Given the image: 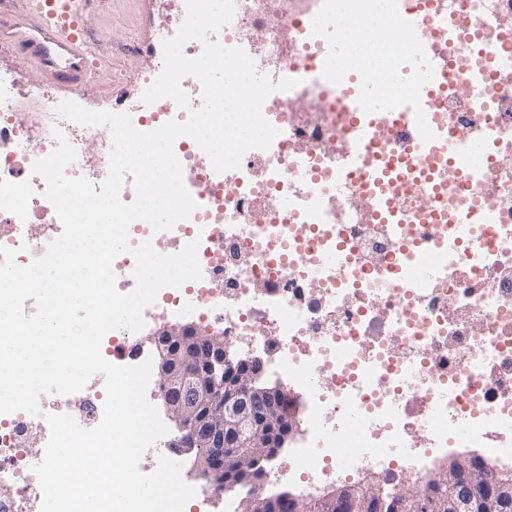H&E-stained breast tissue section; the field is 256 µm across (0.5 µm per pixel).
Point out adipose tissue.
Segmentation results:
<instances>
[{"mask_svg": "<svg viewBox=\"0 0 512 512\" xmlns=\"http://www.w3.org/2000/svg\"><path fill=\"white\" fill-rule=\"evenodd\" d=\"M337 7L348 16L342 33L352 58L362 67V78L367 81L380 78L389 67L388 57L381 50L382 44L392 36L388 17L379 13L360 25L350 19L352 6L349 0H338Z\"/></svg>", "mask_w": 512, "mask_h": 512, "instance_id": "adipose-tissue-1", "label": "adipose tissue"}]
</instances>
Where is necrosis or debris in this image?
Returning a JSON list of instances; mask_svg holds the SVG:
<instances>
[{
    "mask_svg": "<svg viewBox=\"0 0 512 512\" xmlns=\"http://www.w3.org/2000/svg\"><path fill=\"white\" fill-rule=\"evenodd\" d=\"M335 2L234 0L231 21L210 34L260 52L268 77L296 85L266 98L278 134L239 168L216 172L191 137L175 141L196 207L166 231L134 221L129 240L164 255L198 242L203 275L161 289L148 312L167 323L187 311L262 350L312 422L286 454L298 478L381 466L421 479L428 461L471 445L512 470V0H351L356 20L380 8L398 28L387 50L400 80L372 85L386 104L414 87L410 47L438 50L448 64L425 112L393 113L385 137L371 133L368 113L340 109L360 87L351 66L321 54L323 32L345 23ZM407 12L419 14L417 27H401ZM28 103L45 107L44 124L18 121ZM57 107L50 88L21 96L0 74V222L9 226L0 247L21 266L63 232L34 162L63 137L77 152L65 176L98 185L108 174L109 129L60 118ZM120 110L142 132L189 116L168 98ZM423 127L434 133L425 165L409 148ZM480 129L487 141L469 149ZM379 190L403 219L398 234L367 202ZM105 399L100 382L77 400L41 395L35 414H0V512H40L33 468L47 416L92 429Z\"/></svg>",
    "mask_w": 512,
    "mask_h": 512,
    "instance_id": "4bbe7bcc",
    "label": "necrosis or debris"
}]
</instances>
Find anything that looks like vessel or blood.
Returning a JSON list of instances; mask_svg holds the SVG:
<instances>
[{
	"label": "vessel or blood",
	"mask_w": 512,
	"mask_h": 512,
	"mask_svg": "<svg viewBox=\"0 0 512 512\" xmlns=\"http://www.w3.org/2000/svg\"><path fill=\"white\" fill-rule=\"evenodd\" d=\"M21 17L29 33L16 41L19 51L52 68L57 91L71 92L98 69L90 47L86 19L96 0H21ZM410 65L416 91L401 99L402 112L420 111L445 68L430 52L413 53Z\"/></svg>",
	"instance_id": "obj_1"
}]
</instances>
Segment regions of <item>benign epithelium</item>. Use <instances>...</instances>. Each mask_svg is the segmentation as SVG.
<instances>
[{"label": "benign epithelium", "instance_id": "benign-epithelium-1", "mask_svg": "<svg viewBox=\"0 0 512 512\" xmlns=\"http://www.w3.org/2000/svg\"><path fill=\"white\" fill-rule=\"evenodd\" d=\"M159 359L162 402L179 434L169 443L178 455L187 454L207 441L209 451L198 453L195 465L215 489L265 478L262 463L274 458L298 430L295 414L284 416L288 390L280 383L263 380L264 362L258 355L236 357L220 334L188 325H164L149 337ZM240 364L236 377L214 395L206 379L216 368ZM448 479L461 495L452 512H469V500L480 493L493 497L488 485V465L474 451L456 455L445 465ZM374 512L376 502L361 485H344L311 495L303 502L291 493L264 496L255 491L242 503L243 512Z\"/></svg>", "mask_w": 512, "mask_h": 512}]
</instances>
